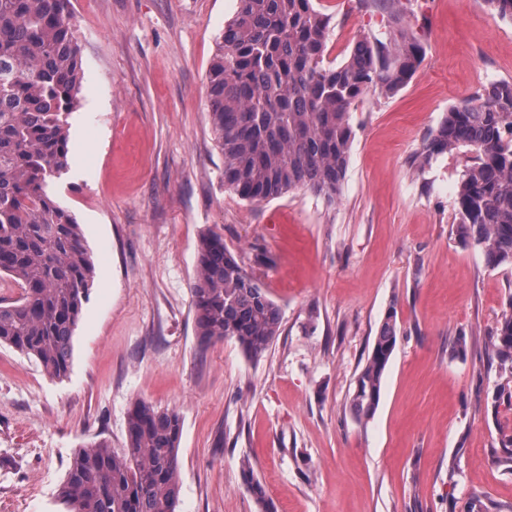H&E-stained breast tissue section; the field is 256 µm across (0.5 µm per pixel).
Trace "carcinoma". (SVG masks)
<instances>
[{"label":"carcinoma","mask_w":512,"mask_h":512,"mask_svg":"<svg viewBox=\"0 0 512 512\" xmlns=\"http://www.w3.org/2000/svg\"><path fill=\"white\" fill-rule=\"evenodd\" d=\"M386 41L362 40L341 64L328 60L332 16L315 0H238L208 72L209 112L224 155V187L255 202L305 189L333 204L348 165L352 104L379 89L398 92L423 47L404 25L400 0ZM83 77L68 0H0V273L22 289L0 302V345L67 376L72 340L94 275L74 215L47 192L68 171V122ZM460 147L474 153L458 185V234L492 268L512 267V83L495 82L451 107L424 141L420 164ZM200 342L232 339L251 360L279 335L282 311L214 232L203 235L191 286ZM491 348L512 399V295ZM397 344L387 313L357 374L349 411L359 423L379 405ZM126 448L99 442L72 457L58 496L68 512H176L182 420L138 401L127 412ZM243 487L274 512L250 462Z\"/></svg>","instance_id":"1"}]
</instances>
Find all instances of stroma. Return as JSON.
<instances>
[{
  "instance_id": "stroma-1",
  "label": "stroma",
  "mask_w": 512,
  "mask_h": 512,
  "mask_svg": "<svg viewBox=\"0 0 512 512\" xmlns=\"http://www.w3.org/2000/svg\"><path fill=\"white\" fill-rule=\"evenodd\" d=\"M424 49L397 93L353 103L340 194L250 202L224 187L206 75L237 0H70L84 78L68 118L69 170L50 191L91 252L90 299L70 371L0 346V512H66L79 448L126 446L139 400L182 418L177 512H260L250 461L276 512H512V434L490 340L512 269L457 235L460 148L420 165L452 106L512 82V21L485 0H402ZM329 56L387 39V8L318 0ZM215 231L282 310L258 360L200 346L190 286ZM398 341L367 423L348 407L388 309ZM466 351L456 354L458 339ZM243 487L254 499L262 512H275L273 503L268 499L265 487L255 477L254 470L249 461H244L241 466Z\"/></svg>"
}]
</instances>
